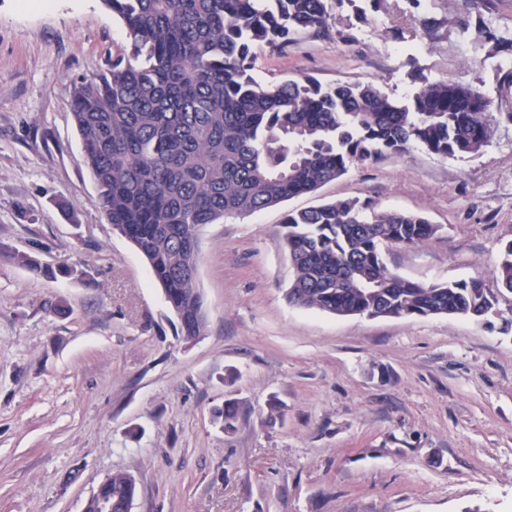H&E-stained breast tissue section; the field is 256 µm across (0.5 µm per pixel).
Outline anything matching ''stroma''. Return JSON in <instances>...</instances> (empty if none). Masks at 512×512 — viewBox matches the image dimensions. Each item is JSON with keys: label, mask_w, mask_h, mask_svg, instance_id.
<instances>
[{"label": "stroma", "mask_w": 512, "mask_h": 512, "mask_svg": "<svg viewBox=\"0 0 512 512\" xmlns=\"http://www.w3.org/2000/svg\"><path fill=\"white\" fill-rule=\"evenodd\" d=\"M100 0H0V242L82 278L0 262V512H83L110 474L133 512H512V0H334L323 34L259 51L264 82L476 87L490 143L352 164L315 192L199 234L206 328L183 342L147 261L113 232L69 106L125 52ZM339 199L436 233L386 251L422 284L483 278L476 320L340 316L288 300L285 215ZM236 400L224 432L214 412ZM494 279L499 290L512 293V242L505 246L494 267Z\"/></svg>", "instance_id": "1"}]
</instances>
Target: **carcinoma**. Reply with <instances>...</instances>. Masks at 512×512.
<instances>
[{
  "label": "carcinoma",
  "mask_w": 512,
  "mask_h": 512,
  "mask_svg": "<svg viewBox=\"0 0 512 512\" xmlns=\"http://www.w3.org/2000/svg\"><path fill=\"white\" fill-rule=\"evenodd\" d=\"M101 2L121 21L128 52L71 83V114L107 223L150 264L185 342L206 327L195 268L201 226L312 192L355 162L414 145L455 157L491 139L490 103L471 87L426 83L400 103L369 82H259L257 50L286 44L298 31H326L331 0ZM284 224L294 304L337 315L474 318L492 305L479 278L425 285L389 269L385 248L434 236L422 216L348 199L290 211ZM2 260L47 277L76 273L16 249L0 248ZM494 279L512 293V242ZM217 419L234 430L235 403L225 402ZM128 490L127 474L113 473L89 512Z\"/></svg>",
  "instance_id": "obj_1"
}]
</instances>
